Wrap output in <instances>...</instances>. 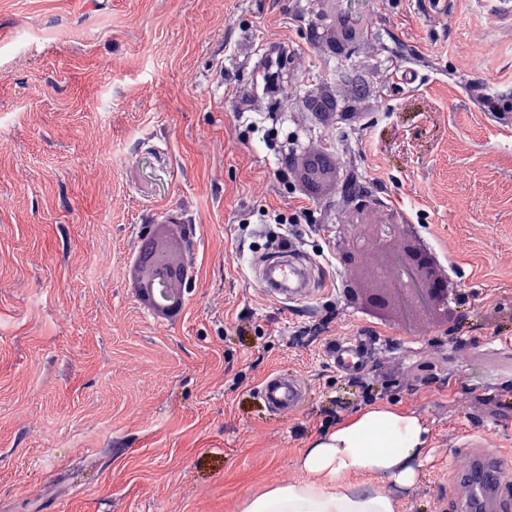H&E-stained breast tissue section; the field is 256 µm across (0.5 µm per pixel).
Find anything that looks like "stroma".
Wrapping results in <instances>:
<instances>
[{"instance_id":"1","label":"stroma","mask_w":512,"mask_h":512,"mask_svg":"<svg viewBox=\"0 0 512 512\" xmlns=\"http://www.w3.org/2000/svg\"><path fill=\"white\" fill-rule=\"evenodd\" d=\"M327 7L359 30L347 60L312 39L315 0H0V512H241L380 403L432 433L399 512H469L470 452L512 459V12ZM344 69L373 96L313 124L305 100ZM271 131L327 142L379 223L447 259L449 322L348 300V207L292 194ZM161 224L195 274L166 319L130 269ZM273 260L304 292L270 291ZM345 338L363 360L342 371ZM271 377L300 384L294 408L261 397Z\"/></svg>"}]
</instances>
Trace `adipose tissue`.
Masks as SVG:
<instances>
[{"mask_svg": "<svg viewBox=\"0 0 512 512\" xmlns=\"http://www.w3.org/2000/svg\"><path fill=\"white\" fill-rule=\"evenodd\" d=\"M430 444L415 413L366 407L305 448L300 477L249 498L242 512H398L390 487L415 483Z\"/></svg>", "mask_w": 512, "mask_h": 512, "instance_id": "adipose-tissue-1", "label": "adipose tissue"}]
</instances>
